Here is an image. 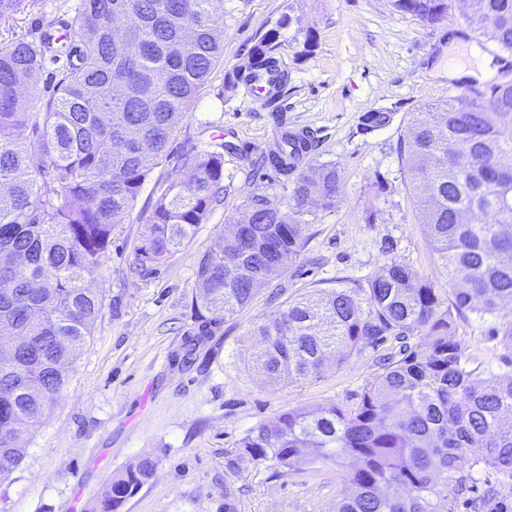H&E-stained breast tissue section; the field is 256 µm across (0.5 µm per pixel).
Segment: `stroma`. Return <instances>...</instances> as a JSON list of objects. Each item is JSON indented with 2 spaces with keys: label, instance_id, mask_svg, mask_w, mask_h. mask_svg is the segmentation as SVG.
Returning a JSON list of instances; mask_svg holds the SVG:
<instances>
[{
  "label": "stroma",
  "instance_id": "obj_1",
  "mask_svg": "<svg viewBox=\"0 0 512 512\" xmlns=\"http://www.w3.org/2000/svg\"><path fill=\"white\" fill-rule=\"evenodd\" d=\"M79 3L24 0L0 19V44L37 36L60 7ZM286 7L287 0H224V63L137 204L146 206L172 169L188 177L181 167L185 152L218 140L231 146L224 154V202L153 274L130 270L147 224L132 214L116 225L104 275L92 283L103 298L93 332L44 423L22 437L28 453L0 483V512H96L112 474L142 455L155 457L156 473L122 512H331L347 492L346 472L333 464L286 473L269 462L240 461L236 443L288 410L353 404L380 373L377 350L365 348L320 378L275 388L250 374L251 349L243 336L253 321L275 315L282 301L367 279L391 260L447 287L448 273L422 232L399 146L419 108L472 84L487 88L489 80L451 79L441 71L476 64L471 50L479 43L459 0L432 26L396 12L389 0H301L302 24L314 30L317 45L307 58L289 61L275 107L241 89L225 91L226 74L248 60ZM380 107L394 110L392 125L359 133L360 115ZM284 128L308 132L313 157L336 162L340 197L311 224L293 274L277 282L278 297L262 291L186 353L197 260L217 248L222 227L248 193L276 191L271 176L253 173L252 163ZM370 213L371 224L365 221ZM493 323L472 314L457 318L456 336L465 341L471 366L503 373L512 353L490 335Z\"/></svg>",
  "mask_w": 512,
  "mask_h": 512
}]
</instances>
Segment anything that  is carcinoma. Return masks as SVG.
Returning <instances> with one entry per match:
<instances>
[{"label":"carcinoma","instance_id":"1","mask_svg":"<svg viewBox=\"0 0 512 512\" xmlns=\"http://www.w3.org/2000/svg\"><path fill=\"white\" fill-rule=\"evenodd\" d=\"M397 12L434 25L448 0H389ZM464 19L479 38L512 54V0H474ZM295 28L292 38L282 31ZM224 0H81L39 37L0 47V481L28 448L34 430L68 385L79 351L102 308L87 282L100 275L112 232L135 209L211 74L224 63ZM316 35L290 3L248 61L227 74L225 89L249 84L254 71L286 49L309 55ZM58 64L43 79L46 64ZM46 82L49 95L40 84ZM484 91L470 90L419 112L400 156L428 243L448 271L451 297L394 261L365 281L300 296L246 336L261 341L249 371L277 387L320 377L328 357L341 364L366 346L402 341L380 358L382 373L350 406L289 410L237 441L239 459L290 471L316 463H353L348 493L333 512H453L474 489L473 474L496 481L471 499L473 512H512V370L485 375L469 367L456 318L496 317V335L512 348V69ZM374 109L359 131L390 125ZM28 128L38 148L17 131ZM308 140L285 133L261 157L279 193L255 191L221 245L196 264L195 336H211L282 278L281 254L301 255L316 214L336 207L341 171L315 158ZM194 171L183 185L167 174L138 218L149 234L131 270L166 263L224 200V154L189 151ZM421 337L409 339L415 333ZM156 461L137 457L113 474L101 512H120L148 483Z\"/></svg>","mask_w":512,"mask_h":512}]
</instances>
